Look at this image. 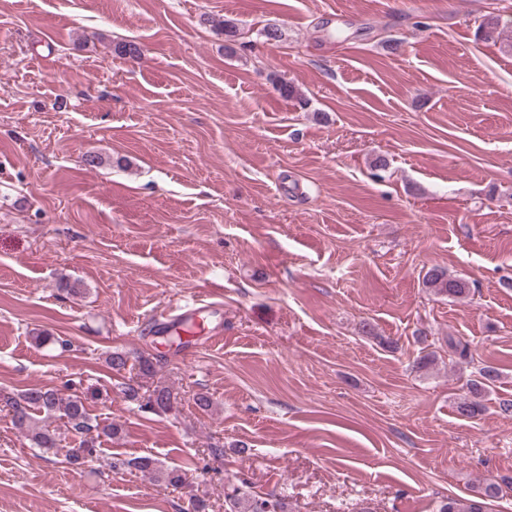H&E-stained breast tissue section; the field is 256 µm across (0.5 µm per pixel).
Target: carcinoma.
Here are the masks:
<instances>
[{
    "label": "carcinoma",
    "instance_id": "carcinoma-1",
    "mask_svg": "<svg viewBox=\"0 0 512 512\" xmlns=\"http://www.w3.org/2000/svg\"><path fill=\"white\" fill-rule=\"evenodd\" d=\"M478 39L494 41L500 37L499 21L485 15L478 26ZM422 285L436 296L460 300L470 293L469 282L448 274L439 266L429 268L422 277ZM500 371L490 365L481 367L475 378L468 380V394L457 403V411L467 418H476L484 412L485 397L493 390L500 379ZM147 404L152 408L166 411L172 405V393L165 386H157L149 396ZM4 408L11 417L12 425L33 447L52 450L59 448L61 434L50 428L47 421L58 417L64 420L67 430L80 436L78 446L66 450L69 463L75 465L91 456L95 451L97 436L108 438L119 433L114 423H92L86 408L84 393L73 391L69 394L52 388H29L17 397L4 398ZM121 465L152 474L154 481L165 487L178 488L184 483L183 473L176 468H168L151 457H135L121 462ZM502 489L496 484H488L476 496L464 498L451 496L442 502L439 512H486V501L499 497ZM228 512H285V505L274 495H250L233 489L226 495Z\"/></svg>",
    "mask_w": 512,
    "mask_h": 512
}]
</instances>
